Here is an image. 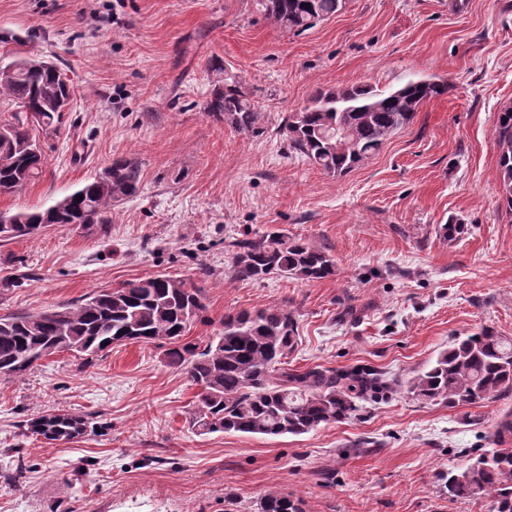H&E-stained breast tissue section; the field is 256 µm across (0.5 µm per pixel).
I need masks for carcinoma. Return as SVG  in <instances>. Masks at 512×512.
<instances>
[{
	"instance_id": "obj_1",
	"label": "carcinoma",
	"mask_w": 512,
	"mask_h": 512,
	"mask_svg": "<svg viewBox=\"0 0 512 512\" xmlns=\"http://www.w3.org/2000/svg\"><path fill=\"white\" fill-rule=\"evenodd\" d=\"M279 29L301 34L341 12L346 0H254ZM18 64L15 79L0 83V100L15 107L5 122L9 138L0 140V196L12 195L38 179L45 166L43 149L19 108L43 114L45 130L61 123L57 102L68 101L70 80L55 65ZM224 75L204 110L239 133H265L263 115L250 99L241 76L221 59L211 61ZM450 85L432 78L410 80L393 90L369 86L318 88L310 102L291 112L279 127L289 147L331 177H343L376 155L408 125L426 102L447 94ZM500 174L501 206L512 213V105L497 112L493 129ZM109 178H93L64 197L65 205L19 210L15 223L0 227V239L33 236L51 224L89 228L109 222L112 203L136 195L141 169L128 156L112 158ZM82 199H77V195ZM233 273L242 280L270 276L318 281L332 276L334 260L300 239L245 236L230 241ZM203 289L167 275L139 278L113 290H95L80 301L25 315L0 316V376L21 377L36 362L62 352L96 356L127 341L166 340L168 365L184 371L197 389L193 426L208 433L299 436L321 426L345 422L364 403L391 397L399 381L375 367L315 366L286 368L297 345L298 325L285 307L243 309L224 315L206 344L182 342L188 326L207 321ZM416 400L450 408L473 405L512 393V338L486 328L455 339L447 350L408 381ZM51 424H89L66 410L50 413ZM494 448L457 471L440 474L452 499L487 497L493 512H512V414L496 423ZM259 512H302L287 495L271 491Z\"/></svg>"
}]
</instances>
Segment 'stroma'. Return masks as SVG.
Wrapping results in <instances>:
<instances>
[{
	"instance_id": "35a3bbf8",
	"label": "stroma",
	"mask_w": 512,
	"mask_h": 512,
	"mask_svg": "<svg viewBox=\"0 0 512 512\" xmlns=\"http://www.w3.org/2000/svg\"><path fill=\"white\" fill-rule=\"evenodd\" d=\"M47 58L75 84L42 176L0 212L46 208L112 157L141 164V189L107 231L49 226L0 240V315L73 303L166 274L205 292V343L225 313L282 306L298 321L289 368L369 364L408 380L459 337H512V214L500 206L493 128L512 103V0H346L296 35L254 0H0V61ZM222 58L242 76L266 132L240 134L204 105ZM451 86L342 178L278 133L316 88ZM444 224L462 225L445 237ZM249 232L321 247L317 282L242 281L225 240ZM196 389L154 343L70 352L0 376V512H257L276 490L304 512H490L439 481L469 448H490L512 395L450 408L398 391L349 421L300 436L203 434ZM64 409L99 423L71 440L22 434ZM20 484L6 473L18 460Z\"/></svg>"
}]
</instances>
